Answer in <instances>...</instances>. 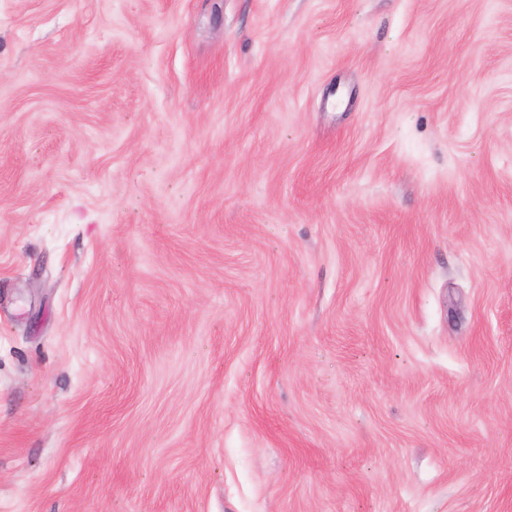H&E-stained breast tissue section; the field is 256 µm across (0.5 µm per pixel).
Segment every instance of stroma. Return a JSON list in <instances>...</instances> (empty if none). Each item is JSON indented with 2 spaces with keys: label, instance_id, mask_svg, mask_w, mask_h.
<instances>
[{
  "label": "stroma",
  "instance_id": "stroma-1",
  "mask_svg": "<svg viewBox=\"0 0 512 512\" xmlns=\"http://www.w3.org/2000/svg\"><path fill=\"white\" fill-rule=\"evenodd\" d=\"M0 512H512V0H0Z\"/></svg>",
  "mask_w": 512,
  "mask_h": 512
}]
</instances>
